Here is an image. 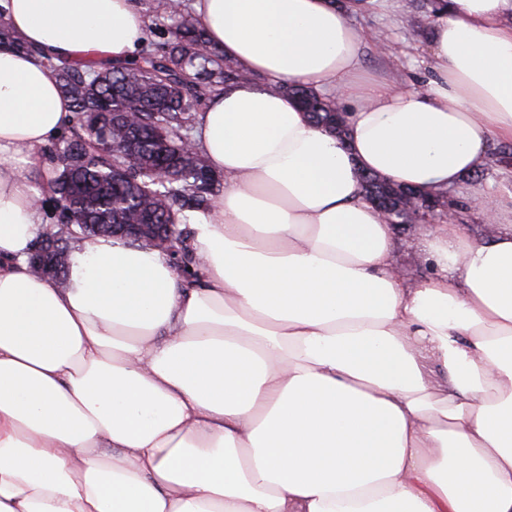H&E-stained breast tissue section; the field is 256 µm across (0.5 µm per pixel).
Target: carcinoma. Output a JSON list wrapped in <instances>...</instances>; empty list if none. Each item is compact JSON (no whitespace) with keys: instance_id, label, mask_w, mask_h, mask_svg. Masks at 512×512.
Listing matches in <instances>:
<instances>
[{"instance_id":"cac0c4a2","label":"carcinoma","mask_w":512,"mask_h":512,"mask_svg":"<svg viewBox=\"0 0 512 512\" xmlns=\"http://www.w3.org/2000/svg\"><path fill=\"white\" fill-rule=\"evenodd\" d=\"M160 17L171 25L149 40L137 57L125 61L55 62L46 58L51 76L69 98L72 119L64 132L61 170L53 173L50 192L77 215L78 226L43 236L64 241L59 278L68 279L72 243L77 238L112 237L114 224H170L178 216L212 208L220 179L197 150L184 141L196 113L225 85L249 74L207 45L191 16L189 0H159ZM0 46L30 51L0 13ZM276 89L296 99L315 123L335 125L336 103L295 82ZM172 178L156 181L162 167ZM366 193H390L391 183L362 177Z\"/></svg>"}]
</instances>
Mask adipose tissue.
<instances>
[{
	"label": "adipose tissue",
	"mask_w": 512,
	"mask_h": 512,
	"mask_svg": "<svg viewBox=\"0 0 512 512\" xmlns=\"http://www.w3.org/2000/svg\"><path fill=\"white\" fill-rule=\"evenodd\" d=\"M389 0H193L248 72L191 137L224 186L197 277L86 238L66 284L28 267L25 170L71 103L45 66L136 57L138 0H0L44 57L0 50V512H512V192L493 234L427 225L408 283L360 172L425 192L512 142V0H441L428 78L365 77L348 20ZM346 105L345 137L274 85Z\"/></svg>",
	"instance_id": "1"
}]
</instances>
